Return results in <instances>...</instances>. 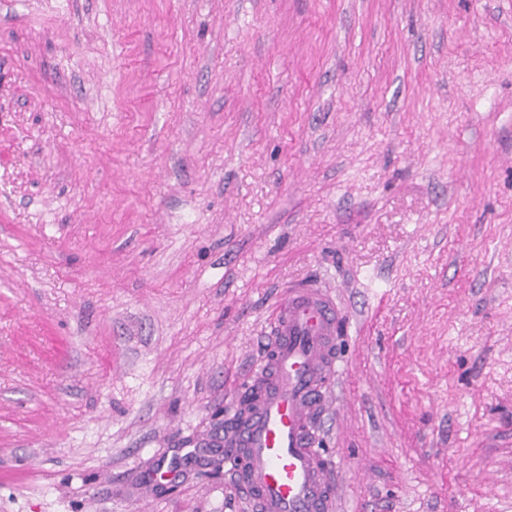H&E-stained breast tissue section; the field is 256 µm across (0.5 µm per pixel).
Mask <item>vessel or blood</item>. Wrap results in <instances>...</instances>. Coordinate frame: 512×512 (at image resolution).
Instances as JSON below:
<instances>
[{"label": "vessel or blood", "instance_id": "b4317fda", "mask_svg": "<svg viewBox=\"0 0 512 512\" xmlns=\"http://www.w3.org/2000/svg\"><path fill=\"white\" fill-rule=\"evenodd\" d=\"M346 314L314 283L286 290L273 311L262 359L224 432V472L251 512H335L333 464L317 448L338 371Z\"/></svg>", "mask_w": 512, "mask_h": 512}]
</instances>
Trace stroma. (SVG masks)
Returning <instances> with one entry per match:
<instances>
[{"mask_svg":"<svg viewBox=\"0 0 512 512\" xmlns=\"http://www.w3.org/2000/svg\"><path fill=\"white\" fill-rule=\"evenodd\" d=\"M300 280L335 512H512V0H0V512H249Z\"/></svg>","mask_w":512,"mask_h":512,"instance_id":"1","label":"stroma"}]
</instances>
